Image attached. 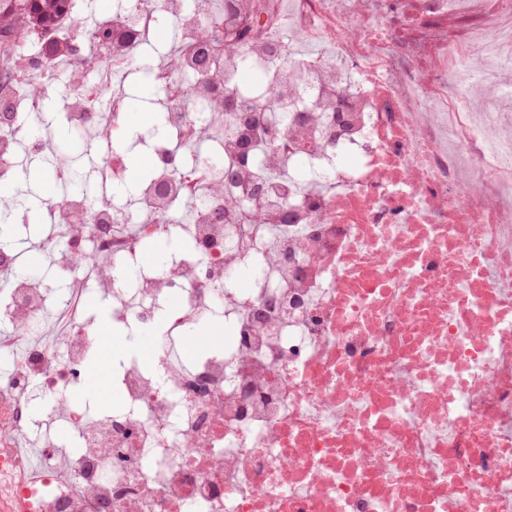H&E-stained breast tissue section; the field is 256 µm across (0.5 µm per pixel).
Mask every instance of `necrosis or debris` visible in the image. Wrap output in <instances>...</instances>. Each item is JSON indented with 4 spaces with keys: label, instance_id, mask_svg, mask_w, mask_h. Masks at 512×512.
I'll return each instance as SVG.
<instances>
[{
    "label": "necrosis or debris",
    "instance_id": "1",
    "mask_svg": "<svg viewBox=\"0 0 512 512\" xmlns=\"http://www.w3.org/2000/svg\"><path fill=\"white\" fill-rule=\"evenodd\" d=\"M263 5L118 0L108 69L91 82L70 65L65 119L87 130L119 112L103 88L151 26L250 25L232 60L152 71L168 110L134 203L51 209L57 276L92 242L114 330L167 314L153 368L114 362L116 412L66 396L98 346L91 321L43 342L52 288L0 282V512H512V0ZM246 71L282 110L257 111ZM17 130L8 113L1 170L42 148ZM124 224L193 248L156 270ZM212 320L223 338L186 356Z\"/></svg>",
    "mask_w": 512,
    "mask_h": 512
}]
</instances>
